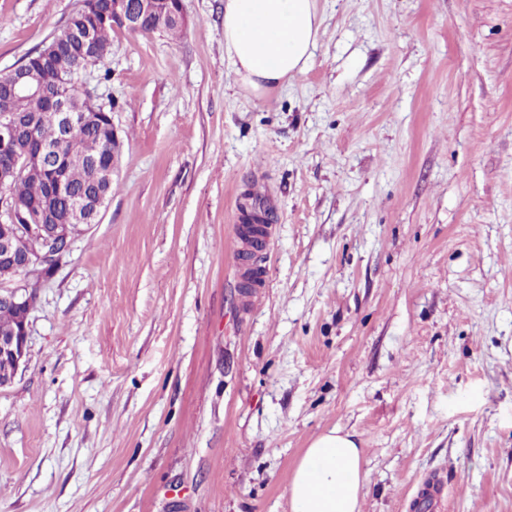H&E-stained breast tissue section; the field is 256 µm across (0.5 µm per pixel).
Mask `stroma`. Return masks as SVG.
<instances>
[{
    "instance_id": "35a3bbf8",
    "label": "stroma",
    "mask_w": 512,
    "mask_h": 512,
    "mask_svg": "<svg viewBox=\"0 0 512 512\" xmlns=\"http://www.w3.org/2000/svg\"><path fill=\"white\" fill-rule=\"evenodd\" d=\"M77 5L0 0V72ZM223 7L114 28L80 77L123 151L0 388V512H290L334 428L360 512L429 480L442 512H512V0H317L307 67L262 95ZM248 196L276 216L249 304ZM175 0L155 1L153 10H147L139 19L138 27L133 29L144 33H165L178 37L183 31V16Z\"/></svg>"
}]
</instances>
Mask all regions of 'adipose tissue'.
<instances>
[{
    "label": "adipose tissue",
    "mask_w": 512,
    "mask_h": 512,
    "mask_svg": "<svg viewBox=\"0 0 512 512\" xmlns=\"http://www.w3.org/2000/svg\"><path fill=\"white\" fill-rule=\"evenodd\" d=\"M316 0H224V49L241 83L262 94L302 72L318 39ZM365 477L354 436H318L290 482L291 512H359Z\"/></svg>",
    "instance_id": "ef3b65f1"
}]
</instances>
